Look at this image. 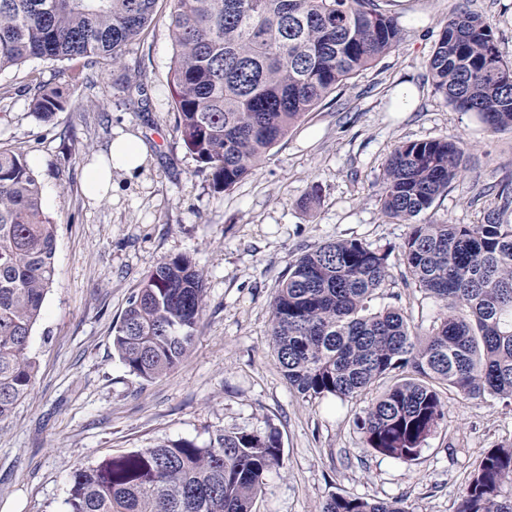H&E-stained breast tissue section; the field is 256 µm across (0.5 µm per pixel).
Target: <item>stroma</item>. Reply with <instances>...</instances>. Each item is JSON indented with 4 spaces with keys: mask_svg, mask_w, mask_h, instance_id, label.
Listing matches in <instances>:
<instances>
[{
    "mask_svg": "<svg viewBox=\"0 0 512 512\" xmlns=\"http://www.w3.org/2000/svg\"><path fill=\"white\" fill-rule=\"evenodd\" d=\"M466 6L492 28L512 62V0H389L403 34L274 146L230 190L175 131L169 68L171 0L124 53V66L33 60L0 74V147L24 154L56 226L55 276L29 343L38 363L30 395L0 422V512H67L73 472L110 455L178 440L203 445L220 430L275 429L284 465L266 476L254 512H319L332 493L404 499L410 512H457L461 491L491 448L512 442V403L443 391L448 414L413 463L371 453L354 418L372 394L310 398L285 379L272 348L271 302L290 264L336 239L388 251L390 277L374 307L401 309L430 328L438 302L404 279L406 225L379 203L381 166L397 146L452 138L465 169L434 203L438 220L480 224L512 189V130L488 132L434 93L427 61L449 14ZM141 91L127 93V84ZM415 88L397 109L398 86ZM61 88L62 111L39 119L37 87ZM146 153L140 172L112 173V191L89 196L86 165L121 135ZM190 256L205 309L183 361L161 378L131 374L112 329L162 259Z\"/></svg>",
    "mask_w": 512,
    "mask_h": 512,
    "instance_id": "1",
    "label": "stroma"
}]
</instances>
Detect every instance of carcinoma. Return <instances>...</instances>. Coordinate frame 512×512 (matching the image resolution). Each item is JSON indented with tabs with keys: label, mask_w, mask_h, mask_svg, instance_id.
<instances>
[{
	"label": "carcinoma",
	"mask_w": 512,
	"mask_h": 512,
	"mask_svg": "<svg viewBox=\"0 0 512 512\" xmlns=\"http://www.w3.org/2000/svg\"><path fill=\"white\" fill-rule=\"evenodd\" d=\"M158 0H0V72L30 59L109 56L151 22ZM170 86L175 130L194 159L228 190L252 174L289 130L400 41L384 0H172ZM435 93L491 132L512 130V72L483 18L448 16L427 63ZM63 108L38 87L34 113ZM455 140L399 145L380 191L385 214L408 225L407 273L441 303L425 334L396 308L371 301L390 277L388 253L332 240L290 265L272 302L270 336L288 383L310 397L361 396L393 372L400 382L355 417L370 451L417 459L447 416L436 385L468 398L512 400V209L509 196L483 224L433 219L436 198L463 171ZM56 227L25 157L0 147V422L30 393L28 353L54 274ZM205 288L193 260L161 261L141 281L114 328L129 372L157 379L189 352ZM273 431H218L209 443L139 448L76 470L69 512H252L266 475L280 467ZM512 444L490 449L461 492L459 512H512ZM321 512H410L404 501L333 493Z\"/></svg>",
	"instance_id": "cac0c4a2"
}]
</instances>
